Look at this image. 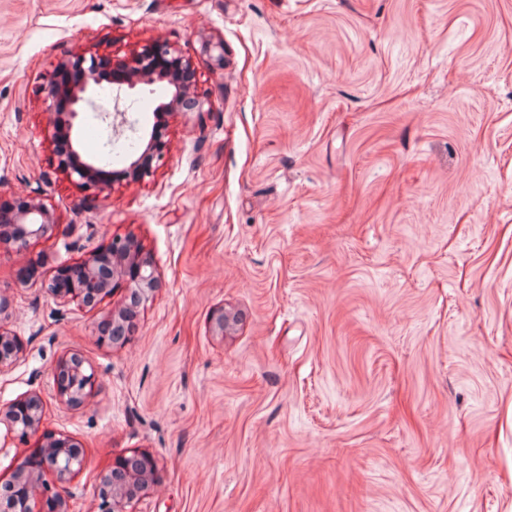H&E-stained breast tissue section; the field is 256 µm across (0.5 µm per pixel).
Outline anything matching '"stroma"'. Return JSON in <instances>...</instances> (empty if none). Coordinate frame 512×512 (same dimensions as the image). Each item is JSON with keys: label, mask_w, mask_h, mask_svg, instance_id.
<instances>
[{"label": "stroma", "mask_w": 512, "mask_h": 512, "mask_svg": "<svg viewBox=\"0 0 512 512\" xmlns=\"http://www.w3.org/2000/svg\"><path fill=\"white\" fill-rule=\"evenodd\" d=\"M222 40L224 62L202 52ZM167 42L202 109L158 116L161 84L121 102L153 174L58 171L40 87L57 59ZM51 204L27 252L0 248V410L32 391L41 428L101 476L158 462L135 512H512V0H0V200ZM139 241L160 286L125 342L47 290L59 264ZM242 313L224 335L219 310ZM79 353L95 389L53 375ZM166 148V143L159 140L155 134L151 133L143 155L130 162L128 166L129 177L135 181H139L152 173V166L150 164L145 166L144 158L146 156H151L157 162L162 161L166 154ZM84 363L77 353L66 355L57 363L54 390L59 403L76 407L93 393L95 378L92 372H86Z\"/></svg>", "instance_id": "1"}]
</instances>
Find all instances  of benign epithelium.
I'll return each instance as SVG.
<instances>
[{
  "mask_svg": "<svg viewBox=\"0 0 512 512\" xmlns=\"http://www.w3.org/2000/svg\"><path fill=\"white\" fill-rule=\"evenodd\" d=\"M101 57L96 54L79 55L60 59L46 77L43 101L49 112L53 135L64 134L69 139V150L57 155L58 167L85 190L101 191L107 186L103 171L92 161L82 158L78 145L72 141L75 120L79 114L94 105V98L102 89L99 75ZM115 69L124 71L117 81L129 90L139 85H150L166 80L175 91L169 102L161 107L164 112L200 109L203 101L194 95L192 87L179 82L174 68H190V62L175 47L167 43H155L128 57L112 60ZM167 145L156 135H150L142 156L128 166L129 177L139 181L152 173V166L144 165V157L163 160ZM11 209L0 207V224H12L16 229L7 245L21 252L44 237L49 236L56 216L52 208L41 200L21 198ZM74 275L63 266L48 284V291L64 303L75 302L91 307L109 294L112 282L128 271H133L128 288L131 297L147 298L158 286L159 278L152 259L142 252L131 237H114L107 245L91 250L76 265ZM95 388L93 373L86 372L84 360L76 353L62 357L56 365L54 390L59 403L76 407L91 396ZM44 402L34 391L24 399L0 411V423L16 432L22 439L39 431ZM76 443L64 434L43 433L36 448L18 463L10 479L8 500L0 499L3 512H69L66 484L84 465L82 452L74 451ZM157 461L149 453L121 456L114 460L112 473L123 474L120 485L112 487V493L100 499L99 512H131L129 506L139 501L154 482ZM53 482L44 479L46 474ZM110 473V474H112ZM106 473L100 478L110 479Z\"/></svg>",
  "mask_w": 512,
  "mask_h": 512,
  "instance_id": "obj_1",
  "label": "benign epithelium"
}]
</instances>
